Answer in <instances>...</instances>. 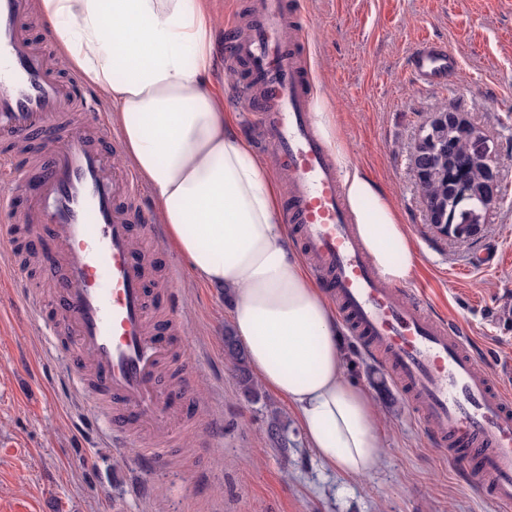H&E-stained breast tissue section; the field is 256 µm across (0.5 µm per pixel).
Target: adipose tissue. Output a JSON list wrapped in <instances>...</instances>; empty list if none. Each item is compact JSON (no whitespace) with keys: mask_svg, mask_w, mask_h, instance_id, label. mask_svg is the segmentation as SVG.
I'll list each match as a JSON object with an SVG mask.
<instances>
[{"mask_svg":"<svg viewBox=\"0 0 512 512\" xmlns=\"http://www.w3.org/2000/svg\"><path fill=\"white\" fill-rule=\"evenodd\" d=\"M60 62L109 106L121 158L155 203L164 242L196 280L228 289L231 328L261 384L288 400L319 463L352 478L387 455L367 388L352 382L339 317L288 235L267 160L212 81L206 0H36ZM314 124L343 170L345 202L372 266L410 280L418 255L390 195L351 164L317 100Z\"/></svg>","mask_w":512,"mask_h":512,"instance_id":"1","label":"adipose tissue"}]
</instances>
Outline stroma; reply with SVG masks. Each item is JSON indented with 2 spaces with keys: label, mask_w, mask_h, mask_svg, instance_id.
Wrapping results in <instances>:
<instances>
[{
  "label": "stroma",
  "mask_w": 512,
  "mask_h": 512,
  "mask_svg": "<svg viewBox=\"0 0 512 512\" xmlns=\"http://www.w3.org/2000/svg\"><path fill=\"white\" fill-rule=\"evenodd\" d=\"M218 22L213 75L239 131L258 135L243 110L245 67L232 45L252 0H210ZM315 91L332 102L350 151L388 191L419 256L404 289L440 320L455 319L471 338L482 370L512 383V0H298ZM446 42L460 57L453 88H424L405 73L418 40ZM454 107L498 149L502 198L474 241L438 234L411 169L421 127ZM0 247V512H507L489 501L473 474L433 445L417 409L394 377L350 332L342 346L349 375L372 394L389 448L362 480L322 467L287 400L241 393L224 355L231 302L194 279L161 239L145 241L148 288L176 292L179 336L193 367L191 403L172 422L165 459L153 472L128 467L125 451L84 428L91 408L60 379L66 336H50L58 281L46 270L45 241L30 225L9 227ZM494 252L488 268L475 255ZM288 419V450L266 437V407Z\"/></svg>",
  "instance_id": "35a3bbf8"
}]
</instances>
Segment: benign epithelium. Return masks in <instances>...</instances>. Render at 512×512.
<instances>
[{"label": "benign epithelium", "mask_w": 512, "mask_h": 512, "mask_svg": "<svg viewBox=\"0 0 512 512\" xmlns=\"http://www.w3.org/2000/svg\"><path fill=\"white\" fill-rule=\"evenodd\" d=\"M453 131L460 155H465V146L477 145L479 152L470 161L463 163L458 171L454 205L438 209L427 208L429 221L438 234L458 239L457 216L458 206L471 198L481 199L484 209L496 205L500 197V184L497 169V147L484 136L481 130L469 123L462 114L450 108L446 112L435 113L422 128L418 140L410 153L415 157L421 146L428 144L437 146Z\"/></svg>", "instance_id": "benign-epithelium-1"}]
</instances>
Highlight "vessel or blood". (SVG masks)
Instances as JSON below:
<instances>
[{
    "mask_svg": "<svg viewBox=\"0 0 512 512\" xmlns=\"http://www.w3.org/2000/svg\"><path fill=\"white\" fill-rule=\"evenodd\" d=\"M30 14L31 0H0V139L22 143L39 160L25 210L16 209L13 191L0 193V223L34 225L50 259L63 266L57 311L71 344L92 362L97 413L124 447L137 431L169 432L193 394V375L172 388L159 381L160 366L184 353L175 337L155 335L158 301L145 260L135 256L136 233L152 236L157 228L133 199V172L110 161L108 134L90 116L95 102L73 122L75 81L51 70L29 36ZM306 41L288 0H252L250 30L234 45L247 64L244 107L259 113L264 144L288 177V221L353 334L382 354L436 448L476 461L483 494L511 506L512 392L479 369L458 324L403 297L368 261L336 163L311 123ZM460 66L452 48L427 39L408 57L410 73L427 87L452 86Z\"/></svg>",
    "mask_w": 512,
    "mask_h": 512,
    "instance_id": "b4317fda",
    "label": "vessel or blood"
}]
</instances>
